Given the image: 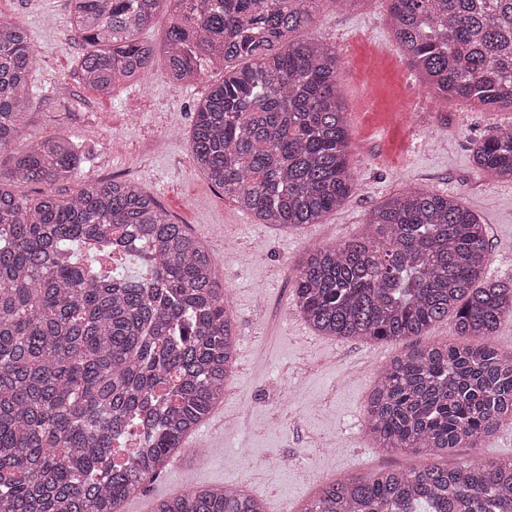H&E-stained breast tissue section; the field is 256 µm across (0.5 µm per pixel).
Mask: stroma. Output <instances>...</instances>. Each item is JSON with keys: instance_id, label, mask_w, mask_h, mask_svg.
<instances>
[{"instance_id": "obj_1", "label": "stroma", "mask_w": 512, "mask_h": 512, "mask_svg": "<svg viewBox=\"0 0 512 512\" xmlns=\"http://www.w3.org/2000/svg\"><path fill=\"white\" fill-rule=\"evenodd\" d=\"M0 14L31 36L36 77L47 101L36 100L15 149L55 135L88 153L84 178L130 179L216 259V277L231 299L245 357L220 405L240 425L206 421L207 452L174 458L126 504L151 512L155 502L197 485L249 484L267 512H301L326 482L379 469L492 465L512 458V434L498 429L475 448L450 456L378 448L364 427V406L379 366L416 346L454 338L452 320L419 336L365 343L301 331L292 302L297 267L308 252L359 236L367 213L410 187L454 195L489 229L488 278L512 280V180L475 168L474 142L512 122V112L468 110L438 101L410 71L391 27L387 0L351 11L327 10L296 32L336 49L338 86L349 130L352 191L321 223L280 231L240 211L197 168L189 149L193 105L221 72L191 85L174 83L156 63L140 84L116 83L111 95L79 83L80 44L68 40L67 0H0ZM294 387L292 418L279 422L281 386Z\"/></svg>"}]
</instances>
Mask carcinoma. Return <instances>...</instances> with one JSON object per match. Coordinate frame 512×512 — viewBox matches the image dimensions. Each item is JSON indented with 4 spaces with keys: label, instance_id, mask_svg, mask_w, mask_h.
I'll use <instances>...</instances> for the list:
<instances>
[{
    "label": "carcinoma",
    "instance_id": "1",
    "mask_svg": "<svg viewBox=\"0 0 512 512\" xmlns=\"http://www.w3.org/2000/svg\"><path fill=\"white\" fill-rule=\"evenodd\" d=\"M364 0H68L77 76L110 94L137 83L157 47L137 38L162 9L176 83L224 73L197 105L194 161L240 210L277 229L318 224L352 189L336 50L295 40L323 8ZM407 66L437 97L512 112V0H388ZM28 32L0 17V512H121L180 455L224 398L238 336L215 259L135 184L86 180L31 200L14 183L81 176L84 155L47 136L10 147L39 88ZM477 168L512 179V123L474 148ZM143 276L102 271L88 240L130 229ZM488 231L456 197L407 189L370 211L366 231L314 249L293 301L321 336L390 342L450 317L458 336L387 363L366 414L381 448L446 455L474 448L512 417V358L492 337L512 318V284L486 279ZM160 417L139 446L114 441L147 398ZM154 512H262L240 488L196 485ZM302 512H512V459L495 465L376 470L320 487Z\"/></svg>",
    "mask_w": 512,
    "mask_h": 512
}]
</instances>
